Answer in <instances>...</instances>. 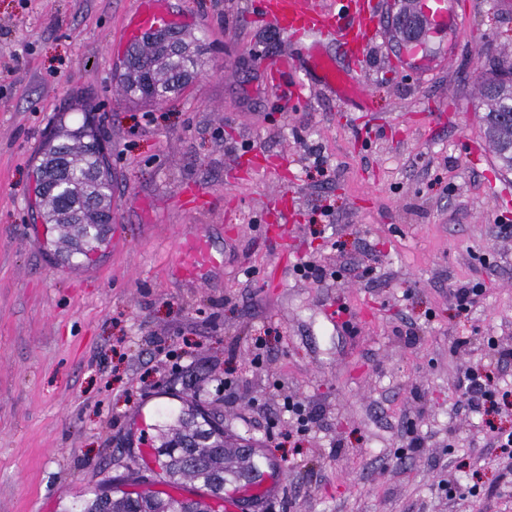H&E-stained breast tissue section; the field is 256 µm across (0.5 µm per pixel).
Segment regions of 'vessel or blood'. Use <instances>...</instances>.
<instances>
[{
  "label": "vessel or blood",
  "instance_id": "vessel-or-blood-1",
  "mask_svg": "<svg viewBox=\"0 0 512 512\" xmlns=\"http://www.w3.org/2000/svg\"><path fill=\"white\" fill-rule=\"evenodd\" d=\"M164 0H142L129 27L135 36L168 25L169 16L163 8ZM380 0H336L335 7L321 6L318 0H260L263 17L273 26L293 39H304L308 66L317 76V82L333 92L358 94V85L336 70L325 52L320 38L331 36L342 52L350 57H360L368 37L376 29V16ZM184 258L178 272L186 279H196L220 269L223 260L215 254L207 235L198 233L183 246ZM266 481L228 490L223 508L237 512L240 502H261L271 493Z\"/></svg>",
  "mask_w": 512,
  "mask_h": 512
}]
</instances>
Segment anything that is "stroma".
<instances>
[{
	"label": "stroma",
	"instance_id": "stroma-1",
	"mask_svg": "<svg viewBox=\"0 0 512 512\" xmlns=\"http://www.w3.org/2000/svg\"><path fill=\"white\" fill-rule=\"evenodd\" d=\"M138 2L0 0V512H70L126 482L192 397L274 462L260 512H512L477 416L453 410L484 337L512 348V235L496 225L512 221V172L477 107L481 75L512 60V0H451L423 75L394 52V0L361 62L326 41L364 111L316 84L259 0H167L206 66L161 105L128 103L113 76ZM84 104L111 153L112 224L71 268L33 170ZM198 232L224 267L192 282L176 268ZM344 253L357 273L291 274ZM474 279L486 291L458 312L450 291ZM340 302L343 327L327 318ZM289 395L317 415L292 439ZM448 473L479 475L490 498L448 499Z\"/></svg>",
	"mask_w": 512,
	"mask_h": 512
}]
</instances>
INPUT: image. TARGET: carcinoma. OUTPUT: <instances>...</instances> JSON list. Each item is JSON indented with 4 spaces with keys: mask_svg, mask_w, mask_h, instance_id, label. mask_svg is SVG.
Returning a JSON list of instances; mask_svg holds the SVG:
<instances>
[{
    "mask_svg": "<svg viewBox=\"0 0 512 512\" xmlns=\"http://www.w3.org/2000/svg\"><path fill=\"white\" fill-rule=\"evenodd\" d=\"M179 51L170 50L159 33L147 35L128 48L118 86L128 101L163 102L195 78L203 68L198 39L176 32ZM483 121L499 167L512 171V66L498 64L479 84ZM35 191L42 203L41 218L57 232L58 256L67 264L85 256L105 240L112 223V170L97 128L84 123L66 132L64 140L49 138L40 148ZM174 434L154 449L159 471L136 476L131 484L196 486L193 498L154 491L149 496L111 483H102L73 512H216L212 500L224 498L226 474L238 485L260 478L251 455L224 447V429L202 409L182 411Z\"/></svg>",
    "mask_w": 512,
    "mask_h": 512,
    "instance_id": "obj_1",
    "label": "carcinoma"
}]
</instances>
